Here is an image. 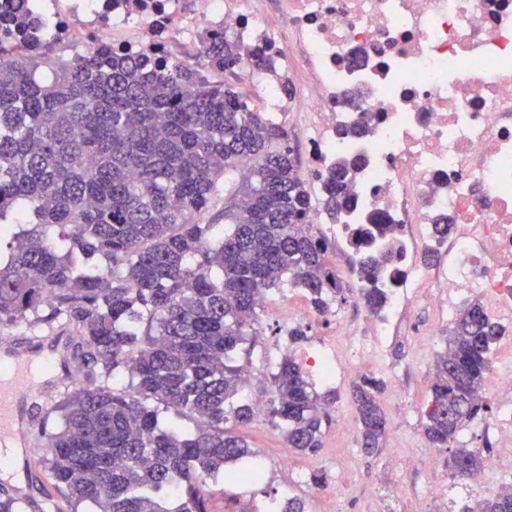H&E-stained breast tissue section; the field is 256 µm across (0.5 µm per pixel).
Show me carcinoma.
I'll use <instances>...</instances> for the list:
<instances>
[{
	"label": "carcinoma",
	"mask_w": 512,
	"mask_h": 512,
	"mask_svg": "<svg viewBox=\"0 0 512 512\" xmlns=\"http://www.w3.org/2000/svg\"><path fill=\"white\" fill-rule=\"evenodd\" d=\"M32 28L21 6L0 13V330L59 322L76 336L78 385L43 418L44 467L73 512H210L209 479H263L226 423L255 416L234 358L259 335L266 293L298 288L320 315L345 300L329 244L306 218L318 205L333 220L351 211L357 165L339 161L315 197L284 126L252 111L233 84L212 85L164 50L133 56L101 41L54 62L55 42L30 39ZM200 54L219 72L263 66L222 31H204ZM220 195L224 209L204 221ZM398 230L351 229L371 313L400 275L378 240ZM505 334L475 300L436 356L423 433L469 458L456 478L483 470L482 451L458 435L488 409L481 390ZM271 377L267 415L294 452H317L332 393H319L290 353ZM380 388L367 380L354 393L367 450L386 434ZM171 416L195 426L171 427ZM272 512L306 504L276 499ZM459 512H512V489Z\"/></svg>",
	"instance_id": "obj_1"
}]
</instances>
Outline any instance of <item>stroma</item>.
Segmentation results:
<instances>
[{
  "label": "stroma",
  "instance_id": "stroma-1",
  "mask_svg": "<svg viewBox=\"0 0 512 512\" xmlns=\"http://www.w3.org/2000/svg\"><path fill=\"white\" fill-rule=\"evenodd\" d=\"M282 296L277 289L267 295L260 312L262 333L246 362L245 390L256 402H269L270 374L284 353L298 357L330 338L334 315L362 322V334L371 332L363 323L367 310L355 291H347L345 302L337 304L332 315H319L308 301H301V315L291 321L280 315ZM298 326L306 328L307 337L290 342L288 332ZM447 332V326L433 327L427 305L409 309L389 339L383 366L366 367L334 384L332 423L316 453H294L269 418L241 428V435L258 454L265 477L257 484H214L212 506L216 512H255L256 507L269 506L273 497L288 495L305 499L309 512H458L461 503L487 498L479 483L452 478L448 450L430 446L423 434V410L434 376V360L444 349ZM367 378L382 382L377 400L388 419L385 437L371 452L365 451L347 429L356 420L354 390ZM27 457L34 461V468L24 466ZM40 459L37 452L28 456L15 452L9 477L0 476V490L19 497L22 512H67L68 505L60 494L53 490L42 493V486H48L50 479ZM298 467L305 472L300 480L294 476ZM315 474L327 482L344 477L339 499L330 498L324 486L312 484Z\"/></svg>",
  "mask_w": 512,
  "mask_h": 512
}]
</instances>
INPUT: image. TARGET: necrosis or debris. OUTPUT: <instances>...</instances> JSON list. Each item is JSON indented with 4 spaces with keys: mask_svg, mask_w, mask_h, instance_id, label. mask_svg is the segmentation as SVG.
I'll return each mask as SVG.
<instances>
[{
    "mask_svg": "<svg viewBox=\"0 0 512 512\" xmlns=\"http://www.w3.org/2000/svg\"><path fill=\"white\" fill-rule=\"evenodd\" d=\"M57 43L78 37L131 54L171 40L199 42L206 25L265 59L248 71L268 111L302 126L305 175L323 184L341 157L357 158L345 223L308 222L346 246L349 227L398 225L400 277L371 338L345 319L336 340L304 361L326 383L385 354L400 315L430 295L436 322L481 301L512 326V0H37ZM366 123L364 133L344 129ZM447 218L446 238L434 231ZM442 261L417 265L418 251ZM495 451L479 481L512 475V397L502 400Z\"/></svg>",
    "mask_w": 512,
    "mask_h": 512,
    "instance_id": "necrosis-or-debris-1",
    "label": "necrosis or debris"
}]
</instances>
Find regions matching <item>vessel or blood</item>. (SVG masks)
I'll return each instance as SVG.
<instances>
[{"instance_id": "obj_1", "label": "vessel or blood", "mask_w": 512, "mask_h": 512, "mask_svg": "<svg viewBox=\"0 0 512 512\" xmlns=\"http://www.w3.org/2000/svg\"><path fill=\"white\" fill-rule=\"evenodd\" d=\"M66 336H53L20 347L0 346V444L11 448L30 447L32 419L27 405L34 391L48 386L47 378L33 377L29 368L34 358L59 354Z\"/></svg>"}]
</instances>
